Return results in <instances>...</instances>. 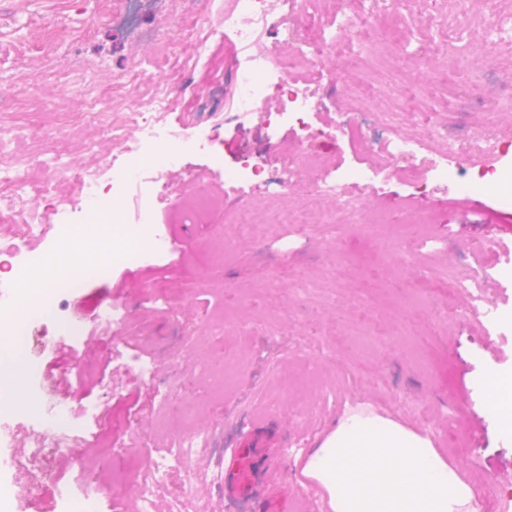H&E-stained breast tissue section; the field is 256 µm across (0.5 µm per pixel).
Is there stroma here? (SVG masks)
<instances>
[{
    "mask_svg": "<svg viewBox=\"0 0 512 512\" xmlns=\"http://www.w3.org/2000/svg\"><path fill=\"white\" fill-rule=\"evenodd\" d=\"M233 4L158 0L132 36L112 23L126 0H0V135L17 147L10 162L26 184L25 216L56 222L55 206L92 160L80 139L108 155L128 147L155 178L148 196L129 190L115 200L119 222L147 228L151 246L113 263L108 277L83 275L47 305L24 309L36 341L24 357L30 368L55 367L63 348L84 378L66 415L45 403L14 418L66 424L77 449L35 463L29 506L14 500L11 472L0 469V512H59L91 483V512H131L141 452L131 433L159 450L195 428L210 443L191 474L175 472L158 487L156 512H224V470L249 414L263 424L281 480L305 489L297 512H331L303 468L359 409L427 437L463 482H489L482 512H502L503 497H512V482L500 479L512 470V434L484 409L483 374L512 371V134L500 138L493 189L475 183V160L417 188L409 165L385 153L393 128L378 115L416 113L423 151L438 149L442 128L470 137L485 114L512 113V46L490 57L469 32L446 45L418 19L443 17L444 0H417L416 15L398 29L377 17L368 38L323 54L304 74L321 103L301 142L288 124L235 109L243 52L224 27ZM278 12L297 18L303 49L332 31L331 16L301 0H279ZM159 87L174 102L165 125L182 135L174 179L130 124ZM343 123L366 146L341 135ZM301 152L322 168L299 170ZM60 154L64 169L46 167ZM246 164L259 167L257 184L234 180ZM287 179L292 188L279 189ZM337 180L365 202L354 223L269 224L260 237L225 238L226 220L243 206L333 211L324 188ZM200 188L215 206L195 205ZM420 204L437 214L424 233L402 221ZM484 264L495 268L484 296L498 306L489 329L471 321L463 286ZM143 361L152 375L141 373ZM217 361L220 386L207 371ZM476 416L485 425L475 436Z\"/></svg>",
    "mask_w": 512,
    "mask_h": 512,
    "instance_id": "stroma-1",
    "label": "stroma"
}]
</instances>
